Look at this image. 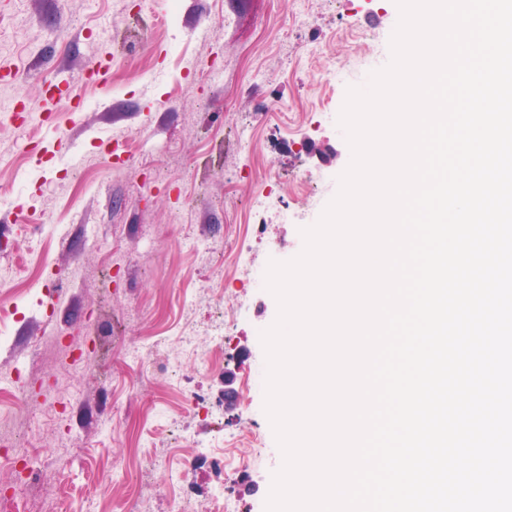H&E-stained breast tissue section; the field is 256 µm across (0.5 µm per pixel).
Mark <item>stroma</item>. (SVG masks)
Returning a JSON list of instances; mask_svg holds the SVG:
<instances>
[{
    "mask_svg": "<svg viewBox=\"0 0 512 512\" xmlns=\"http://www.w3.org/2000/svg\"><path fill=\"white\" fill-rule=\"evenodd\" d=\"M165 8L166 0H0V26L13 28L0 82L29 112L55 113L60 133L33 149L0 112V200L23 199L44 217L34 238L0 224V266L28 268L26 278L0 282V296L24 303L0 345V413L24 414L23 431L38 444L45 476L28 493L29 512H52L61 498L71 512H126L144 480L154 486L145 512H171L176 490L142 457L161 421L159 445L174 458L184 436L224 440L223 474L200 458L178 492L200 501L220 479L232 512H265L283 458L264 412L259 333L278 304L252 274L297 256L302 229L336 196L352 158L338 123L346 92L389 63L399 21L395 0H177L161 34L155 19ZM101 61L107 84L81 81ZM212 70L217 79L203 81ZM66 82L81 85V108L63 93L44 100L48 85ZM130 136L139 140L132 156ZM305 140L315 154L299 152ZM107 145L113 162L86 175L83 158ZM305 173L317 180L308 196L296 188ZM261 194L263 209L254 204ZM191 238L210 246L208 257L190 250ZM219 315L223 350L197 338L214 365L180 354L186 317L204 328ZM153 332L170 340L164 356L133 362L119 353ZM49 334L62 343L34 349ZM81 350L89 366L73 363ZM18 367L27 373L20 387ZM65 382L81 395L49 421L46 391ZM228 387L237 394L229 404ZM194 393L213 403L215 424L194 419ZM251 430L260 446L247 445Z\"/></svg>",
    "mask_w": 512,
    "mask_h": 512,
    "instance_id": "stroma-1",
    "label": "stroma"
}]
</instances>
